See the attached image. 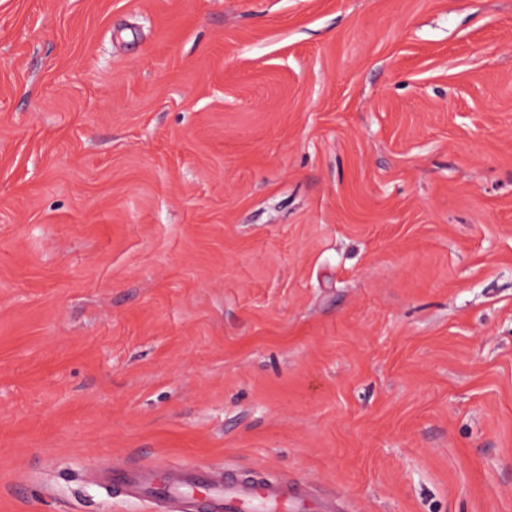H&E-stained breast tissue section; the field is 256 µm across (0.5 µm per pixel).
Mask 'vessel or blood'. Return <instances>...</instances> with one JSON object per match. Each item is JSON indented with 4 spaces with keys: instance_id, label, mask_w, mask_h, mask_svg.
Segmentation results:
<instances>
[{
    "instance_id": "obj_1",
    "label": "vessel or blood",
    "mask_w": 512,
    "mask_h": 512,
    "mask_svg": "<svg viewBox=\"0 0 512 512\" xmlns=\"http://www.w3.org/2000/svg\"><path fill=\"white\" fill-rule=\"evenodd\" d=\"M110 483L120 496L141 501H181L187 512H331L299 483L254 479L221 469L182 466L169 471L131 463L113 468Z\"/></svg>"
}]
</instances>
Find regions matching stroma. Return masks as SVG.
Wrapping results in <instances>:
<instances>
[{
    "instance_id": "stroma-1",
    "label": "stroma",
    "mask_w": 512,
    "mask_h": 512,
    "mask_svg": "<svg viewBox=\"0 0 512 512\" xmlns=\"http://www.w3.org/2000/svg\"><path fill=\"white\" fill-rule=\"evenodd\" d=\"M129 461L512 512V0H0V512Z\"/></svg>"
}]
</instances>
